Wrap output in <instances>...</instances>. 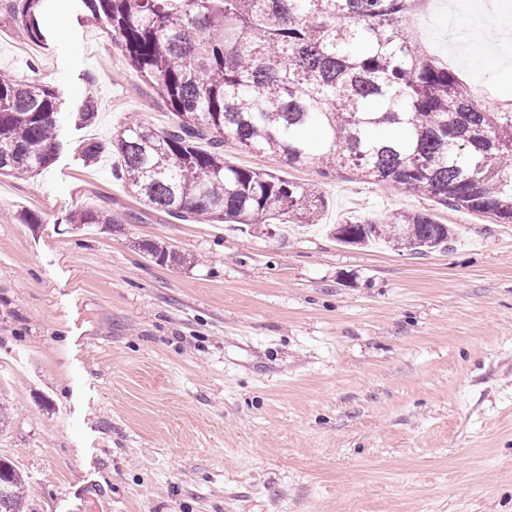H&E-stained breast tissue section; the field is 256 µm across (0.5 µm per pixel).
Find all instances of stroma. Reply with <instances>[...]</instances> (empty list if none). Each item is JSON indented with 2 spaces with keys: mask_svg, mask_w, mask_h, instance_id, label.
I'll list each match as a JSON object with an SVG mask.
<instances>
[{
  "mask_svg": "<svg viewBox=\"0 0 512 512\" xmlns=\"http://www.w3.org/2000/svg\"><path fill=\"white\" fill-rule=\"evenodd\" d=\"M84 15L50 0L42 48L0 22V72L61 98L51 165L0 174V456L28 512H512V224L231 145L232 163L316 185L322 227L156 211L112 158L78 159L131 119L173 123ZM414 16V36L447 56V11L420 0ZM458 24L469 85L511 95L485 54L495 27ZM82 208L110 210L120 231H73ZM397 210L457 237L418 255L324 230ZM144 240L189 265L145 258Z\"/></svg>",
  "mask_w": 512,
  "mask_h": 512,
  "instance_id": "stroma-1",
  "label": "stroma"
}]
</instances>
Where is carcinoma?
<instances>
[{
  "mask_svg": "<svg viewBox=\"0 0 512 512\" xmlns=\"http://www.w3.org/2000/svg\"><path fill=\"white\" fill-rule=\"evenodd\" d=\"M419 0H83L126 63L176 117L141 120L108 142L79 145L83 166L116 153L127 191L172 217L265 224L279 214L315 224L327 206L313 187L224 158V146L277 156L290 168L340 169L379 186L512 224V97L492 102L427 54L407 29ZM44 0H9L23 40L41 47ZM58 91L0 76V174L47 168ZM206 141L210 148L203 149ZM72 223L118 232L106 210ZM336 239L428 253L453 239L425 210L349 216ZM160 265L178 251L142 242ZM25 480L0 459V512H24Z\"/></svg>",
  "mask_w": 512,
  "mask_h": 512,
  "instance_id": "1",
  "label": "carcinoma"
}]
</instances>
